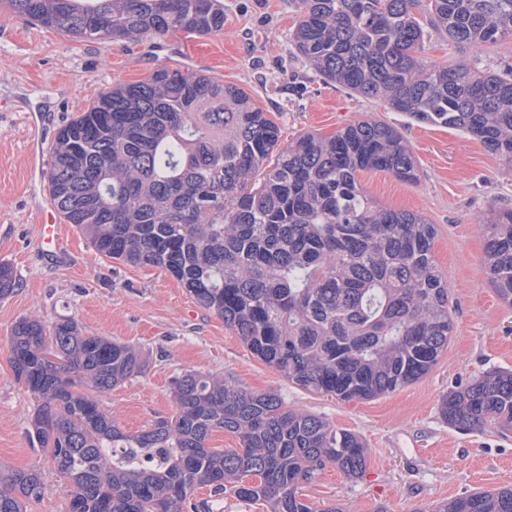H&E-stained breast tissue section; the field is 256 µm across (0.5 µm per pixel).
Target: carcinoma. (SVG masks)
<instances>
[{"label":"carcinoma","mask_w":512,"mask_h":512,"mask_svg":"<svg viewBox=\"0 0 512 512\" xmlns=\"http://www.w3.org/2000/svg\"><path fill=\"white\" fill-rule=\"evenodd\" d=\"M294 2V47L325 82L415 122L460 129L512 173V64L478 70L425 58L430 27L462 50L512 41V0ZM0 5L88 40L224 30L216 0ZM281 136L243 88L160 67L103 89L59 130L49 195L100 255L168 273L306 391L366 401L420 380L455 333L432 255L435 226L380 205L359 180L375 170L417 181L403 134L366 118L331 136ZM479 229L489 279L512 305V209L491 210ZM14 288L0 263V297ZM9 362L39 399L30 436L68 480L69 512H184L196 508L199 485L270 512H341L302 499L304 484L328 465L351 479L366 469L358 435L209 373L177 378L172 418L123 431L100 397L138 374L142 359L70 318L19 320ZM439 411L453 427L511 431L512 370L485 372L444 396ZM221 430L240 447H209ZM42 491L37 467H0V512H26ZM429 512H512V488Z\"/></svg>","instance_id":"1"}]
</instances>
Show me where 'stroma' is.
<instances>
[{
    "instance_id": "stroma-1",
    "label": "stroma",
    "mask_w": 512,
    "mask_h": 512,
    "mask_svg": "<svg viewBox=\"0 0 512 512\" xmlns=\"http://www.w3.org/2000/svg\"><path fill=\"white\" fill-rule=\"evenodd\" d=\"M219 2L221 33L176 30L122 42L76 39L0 10V263L16 279L13 293L0 297V465L39 467L43 497L31 500L28 512H69L70 496L67 479L29 437L38 401L9 364L11 330L23 318L69 317L84 333L140 352L141 372L101 398L127 432L171 416L173 381L190 371L278 394L292 408L355 432L369 450L366 471L351 480L325 468L303 489L318 507L429 512L465 493L512 488V433L461 431L439 414L448 392L491 369L512 370V306L490 283L478 229L489 210L512 208V175L462 130L415 123L325 83L292 44L289 0ZM159 66L244 88L288 137L328 136L365 116L399 128L416 158L417 182L379 171L360 180L381 205L417 212L435 226L433 255L451 286L456 330L428 375L368 401L313 394L258 360L172 276L100 256L75 225L64 227L62 260L44 259L37 225L46 199L28 184L29 144L51 149L59 128L100 90L140 81Z\"/></svg>"
}]
</instances>
